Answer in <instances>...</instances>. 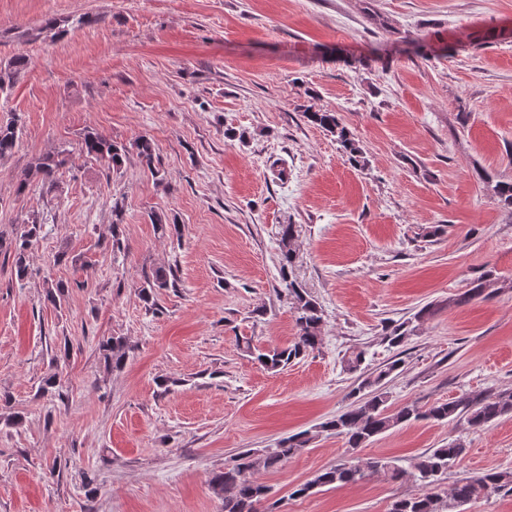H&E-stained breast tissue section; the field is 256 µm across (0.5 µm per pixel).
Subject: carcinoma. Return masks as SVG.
Here are the masks:
<instances>
[{
	"label": "carcinoma",
	"instance_id": "carcinoma-1",
	"mask_svg": "<svg viewBox=\"0 0 512 512\" xmlns=\"http://www.w3.org/2000/svg\"><path fill=\"white\" fill-rule=\"evenodd\" d=\"M24 56L14 57L8 66L0 69V92L10 90L17 76L27 67ZM303 117L336 136V141L347 154L349 160L358 165L363 162V151L343 125L338 113L326 110H306ZM21 129L17 121L0 123V158L11 155L20 139ZM133 148L139 158L150 165L153 163L155 146L151 139H138ZM78 150L109 170H118L123 164L128 150L118 145L103 133L90 129L83 133L78 142ZM69 151L60 150L43 154L35 159L31 166V176L38 179L48 190L56 187L60 171L68 164ZM492 197L504 209L512 211V182L497 181L491 186ZM122 208L112 206V252L122 250ZM43 233V225L33 221L21 225L20 232L3 245L13 252V273L16 280L22 282L29 274L26 264V252ZM280 272L288 292L297 327V339L291 346L261 349L246 343V351L261 366L269 370L286 367L292 360L298 359L318 349L322 342L323 311L320 305L294 280L288 279V271L296 260L295 225L284 224L280 228ZM498 278L493 271L485 270L469 283L462 294L449 300L455 306L468 304L474 300H486L491 296ZM176 286L171 271L155 269L144 277L140 288L143 301L150 307L155 305V296L159 291ZM104 360L112 364V369L122 368L128 358L130 347L122 336H111L99 344ZM366 352L355 349L345 359V368L349 372H360V383L354 393L360 394L357 403L331 420L321 424L320 431L345 438L352 457L326 467L316 473L312 479L298 486L292 495L302 497L316 488L343 486L372 478L388 483L402 480L406 471L389 457L361 458L355 456L356 450L371 438L381 435L405 422L414 420H433L450 422L463 419L474 430H482L489 424L512 415V391H502L494 396L487 394H464L452 400H437L421 409L414 404L391 407L389 395L385 391V380L398 370L399 363L393 361L370 373L361 371ZM312 440L309 432L304 431L281 440L277 447L260 451H249L234 457L224 469L212 474L210 485L213 492L224 502V512H258L255 504L267 498L268 487L258 482L254 475L261 471H275ZM465 448L459 442H451L443 448H432L419 456L413 465L412 476L419 481L424 491L409 498H400L392 502L390 512H460L464 505L487 498L503 490L512 491L511 471H491L458 480L450 492L441 495L431 487L448 473L455 462L464 453Z\"/></svg>",
	"mask_w": 512,
	"mask_h": 512
}]
</instances>
